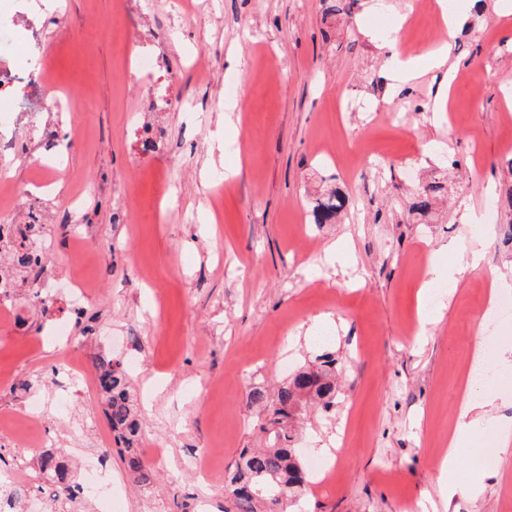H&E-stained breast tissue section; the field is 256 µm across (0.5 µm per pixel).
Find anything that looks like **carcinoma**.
Wrapping results in <instances>:
<instances>
[{"label": "carcinoma", "instance_id": "cac0c4a2", "mask_svg": "<svg viewBox=\"0 0 512 512\" xmlns=\"http://www.w3.org/2000/svg\"><path fill=\"white\" fill-rule=\"evenodd\" d=\"M440 188L434 182L417 194L414 207L427 211L432 194ZM346 197L334 191L316 205L317 223L325 224L344 208ZM344 373L340 358L334 353L318 356L317 363L304 367L292 378L269 390L251 385L247 396L254 411V429L264 440L262 448L239 450L232 472L225 480L224 491L229 506L224 512H287L288 504L298 500L306 489L305 464L298 449L292 447L298 423L311 412L327 414L336 404V377ZM97 385L106 404L112 432L123 445L119 453L134 479L148 485L152 471L144 463L137 443L140 423L129 395V373L118 362L102 360L97 365ZM40 471L74 498L66 466L51 451L38 459Z\"/></svg>", "mask_w": 512, "mask_h": 512}]
</instances>
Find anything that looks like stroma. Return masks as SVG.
<instances>
[{
  "instance_id": "1",
  "label": "stroma",
  "mask_w": 512,
  "mask_h": 512,
  "mask_svg": "<svg viewBox=\"0 0 512 512\" xmlns=\"http://www.w3.org/2000/svg\"><path fill=\"white\" fill-rule=\"evenodd\" d=\"M0 0V12L38 18L56 94L84 108L48 104L23 131L28 154L10 163L14 192L0 208L17 224L47 225L50 257L19 280L0 307V474L58 512H224V472L256 445L248 381L276 382L324 349L349 355L334 422L300 429L302 457L328 449L332 480L311 479L290 512H502L512 502V452L494 453L512 425V363L485 360L501 376L495 409L473 427L454 471L437 464L457 420L463 376L486 330L492 280L512 299V250L495 227L464 223V211L512 187V0H482L453 30L423 0ZM405 25V48L428 56L451 46L453 81L431 69L406 79L382 50ZM153 59L150 73L136 60ZM450 95L444 111L436 103ZM243 101L238 149L224 141V104ZM237 168L231 182L224 170ZM448 179L432 208H412L434 171ZM53 179L58 192L33 187ZM340 191L337 221L314 224L316 200ZM85 198L83 224L63 231L67 201ZM479 268L448 287L461 255ZM79 276L87 298L73 315L56 292L50 313L34 292ZM438 287L424 311L418 290ZM326 318L330 346L302 336ZM67 325L50 341L43 330ZM122 348L105 352V332ZM140 365L130 394L140 448L154 471L139 486L119 454L105 460L123 490L112 510L78 496L56 501L37 471L46 450L96 463L92 429L106 425L92 381L101 358ZM86 370L69 409L50 403V371L66 355ZM223 384L206 398L204 387ZM41 401L38 420L28 418ZM463 481H455V474ZM482 474L479 494L469 482ZM454 495H447L448 486Z\"/></svg>"
}]
</instances>
